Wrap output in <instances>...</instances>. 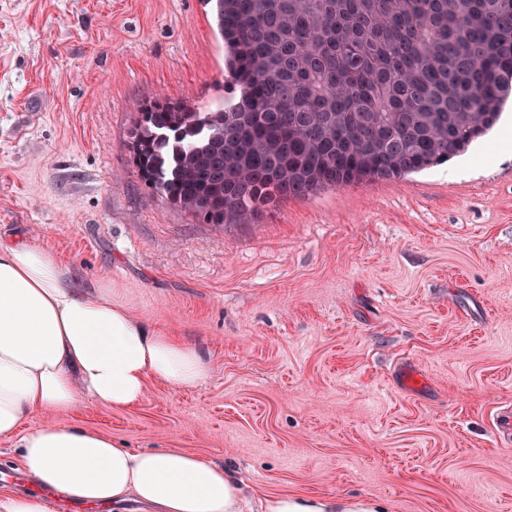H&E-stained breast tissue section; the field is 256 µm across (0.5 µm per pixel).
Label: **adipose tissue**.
Returning a JSON list of instances; mask_svg holds the SVG:
<instances>
[{"instance_id":"ef3b65f1","label":"adipose tissue","mask_w":512,"mask_h":512,"mask_svg":"<svg viewBox=\"0 0 512 512\" xmlns=\"http://www.w3.org/2000/svg\"><path fill=\"white\" fill-rule=\"evenodd\" d=\"M207 373L196 347L137 320L110 293H83L46 247L0 242V438L17 440L20 469L42 488L90 504L134 499L149 512H242L232 473L201 454L133 451L108 433L63 423L23 428L86 399L137 406L151 377L192 389ZM266 509L382 512L372 501L299 495L268 498Z\"/></svg>"}]
</instances>
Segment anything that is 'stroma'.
Here are the masks:
<instances>
[{"label":"stroma","mask_w":512,"mask_h":512,"mask_svg":"<svg viewBox=\"0 0 512 512\" xmlns=\"http://www.w3.org/2000/svg\"><path fill=\"white\" fill-rule=\"evenodd\" d=\"M236 102L206 0H0V239L48 246L197 347L205 381L147 383L65 421L386 512H512V108L463 155L200 224L128 164L137 102ZM422 391L396 384L400 364Z\"/></svg>","instance_id":"1"}]
</instances>
